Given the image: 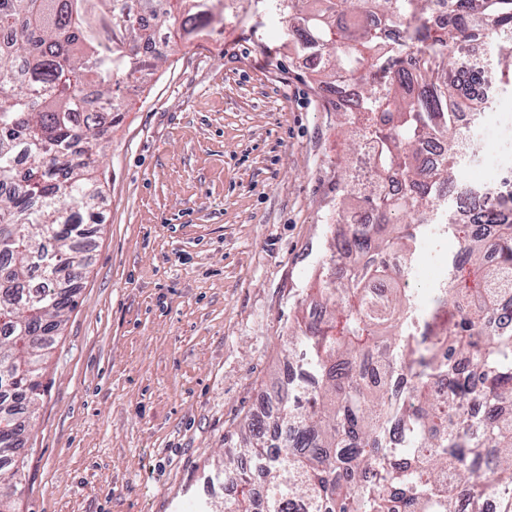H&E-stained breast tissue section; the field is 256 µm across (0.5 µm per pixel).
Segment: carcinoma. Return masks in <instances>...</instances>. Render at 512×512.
Segmentation results:
<instances>
[{"label":"carcinoma","instance_id":"carcinoma-1","mask_svg":"<svg viewBox=\"0 0 512 512\" xmlns=\"http://www.w3.org/2000/svg\"><path fill=\"white\" fill-rule=\"evenodd\" d=\"M150 22L119 0H0V512H12L25 426L19 414L45 395L46 349L73 307L83 276L81 239L95 223L91 168L101 141L97 110L124 112L118 74L136 77L167 50L143 55L164 26L214 18L224 0H134ZM288 16L298 55L319 64L320 83L356 84L352 108L335 107L354 133L337 179L336 251L349 258L316 297L327 318L288 327L299 379L282 398L281 449L270 452L263 425L242 441L251 467L224 459L239 493L225 512H255L254 474L265 484L263 512H478L512 487V333L499 331L496 306L512 299V177L482 190L472 223H448L437 191L453 190L459 114L484 107L466 89L477 80L466 51L487 42L501 94H512V0H269ZM369 13L374 27L345 23ZM448 141L425 167L424 143ZM451 234L434 301L458 311L448 330L424 321L416 293L399 287L429 233ZM448 381V392L434 389ZM482 398L489 411L460 421L457 405ZM406 438L392 447L391 435Z\"/></svg>","mask_w":512,"mask_h":512}]
</instances>
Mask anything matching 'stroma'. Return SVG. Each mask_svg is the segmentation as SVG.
I'll return each mask as SVG.
<instances>
[{
	"label": "stroma",
	"mask_w": 512,
	"mask_h": 512,
	"mask_svg": "<svg viewBox=\"0 0 512 512\" xmlns=\"http://www.w3.org/2000/svg\"><path fill=\"white\" fill-rule=\"evenodd\" d=\"M287 24L253 0L177 41L95 155L97 222L14 512H200L270 409L336 222L343 140ZM481 150L512 171V98Z\"/></svg>",
	"instance_id": "stroma-1"
}]
</instances>
